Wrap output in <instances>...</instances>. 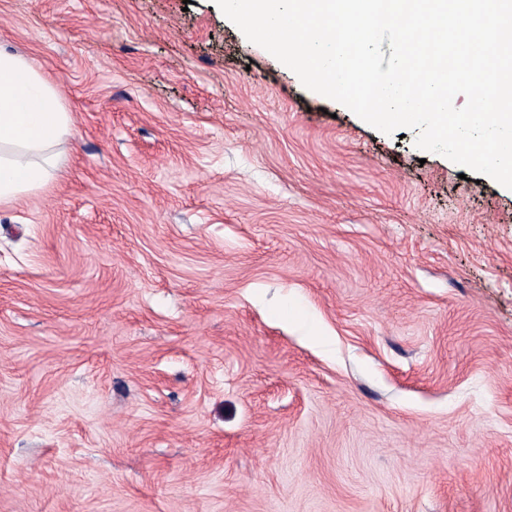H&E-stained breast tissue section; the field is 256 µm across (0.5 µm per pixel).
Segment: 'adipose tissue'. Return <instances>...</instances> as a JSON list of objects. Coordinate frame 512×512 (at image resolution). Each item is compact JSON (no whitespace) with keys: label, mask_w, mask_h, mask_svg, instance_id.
Segmentation results:
<instances>
[{"label":"adipose tissue","mask_w":512,"mask_h":512,"mask_svg":"<svg viewBox=\"0 0 512 512\" xmlns=\"http://www.w3.org/2000/svg\"><path fill=\"white\" fill-rule=\"evenodd\" d=\"M72 123L43 72L23 55L0 50V206L54 180Z\"/></svg>","instance_id":"1"}]
</instances>
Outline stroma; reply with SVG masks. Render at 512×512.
Returning a JSON list of instances; mask_svg holds the SVG:
<instances>
[{"instance_id":"1","label":"stroma","mask_w":512,"mask_h":512,"mask_svg":"<svg viewBox=\"0 0 512 512\" xmlns=\"http://www.w3.org/2000/svg\"><path fill=\"white\" fill-rule=\"evenodd\" d=\"M73 118L0 207V512H512V189L215 0H0Z\"/></svg>"}]
</instances>
